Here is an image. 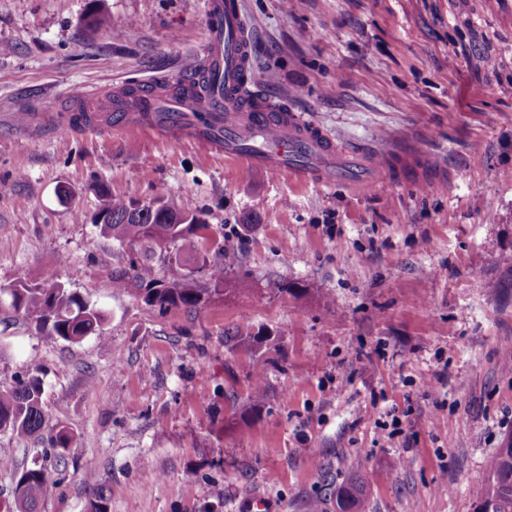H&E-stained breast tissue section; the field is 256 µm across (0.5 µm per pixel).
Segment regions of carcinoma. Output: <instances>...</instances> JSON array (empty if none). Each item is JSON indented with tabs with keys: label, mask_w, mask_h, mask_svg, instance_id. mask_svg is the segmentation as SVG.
<instances>
[{
	"label": "carcinoma",
	"mask_w": 512,
	"mask_h": 512,
	"mask_svg": "<svg viewBox=\"0 0 512 512\" xmlns=\"http://www.w3.org/2000/svg\"><path fill=\"white\" fill-rule=\"evenodd\" d=\"M101 205L93 217L102 235L121 244L146 242L155 248L164 242H186L208 228L197 214L175 208L165 197L154 199L157 206H140L132 198L114 197L104 185L97 187ZM216 288H199L186 276L176 281L158 277L153 264L132 262L129 268L112 276V287L130 289L146 305L161 309L192 310L204 297L219 293L224 282V265L213 262L208 268ZM10 298L14 312L35 323L48 336L80 343L89 336L104 338L107 315L78 293L57 283L46 286L16 282L0 286V296ZM40 366L32 363L25 377L10 388L0 389V435L33 437L45 447L66 450L74 436L64 427L48 425L42 406L43 379ZM54 488V481L42 465L24 469L15 484L13 502L7 512H37L39 504ZM364 482L355 477L336 491V512H352L360 507ZM474 512H512V441L493 454L488 476L475 496Z\"/></svg>",
	"instance_id": "cac0c4a2"
}]
</instances>
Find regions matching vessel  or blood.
<instances>
[{"instance_id": "obj_1", "label": "vessel or blood", "mask_w": 512, "mask_h": 512, "mask_svg": "<svg viewBox=\"0 0 512 512\" xmlns=\"http://www.w3.org/2000/svg\"><path fill=\"white\" fill-rule=\"evenodd\" d=\"M208 8V48L188 69L189 76H202V83L187 95L137 89L113 102L110 126L160 125L191 136L195 130L186 114L198 110L207 115L202 128L210 135V147L248 172H286L316 183L335 180L372 187L378 179L375 158L355 166L351 151L321 128L247 93L252 81L250 26L240 2L209 0Z\"/></svg>"}]
</instances>
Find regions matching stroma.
Segmentation results:
<instances>
[{
    "instance_id": "35a3bbf8",
    "label": "stroma",
    "mask_w": 512,
    "mask_h": 512,
    "mask_svg": "<svg viewBox=\"0 0 512 512\" xmlns=\"http://www.w3.org/2000/svg\"><path fill=\"white\" fill-rule=\"evenodd\" d=\"M242 2L256 90L445 184L359 192L103 128L114 91L180 81L207 0H0V285L54 279L107 313L105 339L72 344L0 297V387L38 359L49 422L75 435L60 461L0 436V512L36 462L55 482L40 512H89L99 488L107 512H238L258 491L336 512L356 475L362 512H473L512 438V0ZM77 87L98 94L77 134L10 122L71 117ZM100 185L237 239L223 294L187 312L113 289L141 249L93 224Z\"/></svg>"
}]
</instances>
